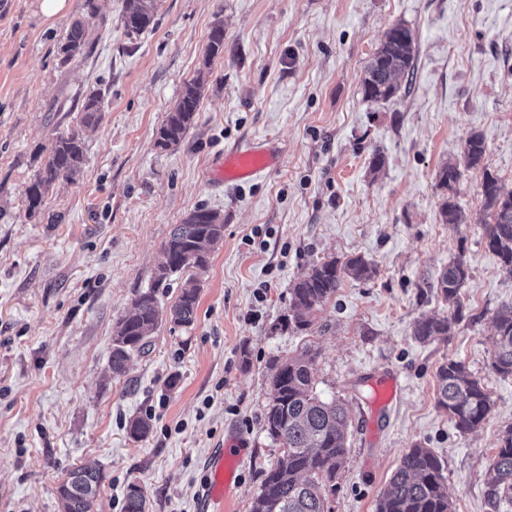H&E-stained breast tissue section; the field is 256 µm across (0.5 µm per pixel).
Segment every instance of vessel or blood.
<instances>
[{"label": "vessel or blood", "instance_id": "1", "mask_svg": "<svg viewBox=\"0 0 512 512\" xmlns=\"http://www.w3.org/2000/svg\"><path fill=\"white\" fill-rule=\"evenodd\" d=\"M275 165L273 148L264 143H250L239 147L213 164L210 176L217 181L246 183L269 172ZM245 459L242 443L230 437L216 450L206 473L203 494V512H224L238 486V470Z\"/></svg>", "mask_w": 512, "mask_h": 512}]
</instances>
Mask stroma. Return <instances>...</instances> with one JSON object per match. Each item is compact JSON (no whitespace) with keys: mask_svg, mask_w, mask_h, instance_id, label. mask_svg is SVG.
Segmentation results:
<instances>
[{"mask_svg":"<svg viewBox=\"0 0 512 512\" xmlns=\"http://www.w3.org/2000/svg\"><path fill=\"white\" fill-rule=\"evenodd\" d=\"M85 0L45 18L40 0H0V512H61L68 470L105 474L97 512H122L128 483L149 512H200L209 456L228 435L246 448L234 512H250L282 455L264 427L277 362L309 348L321 398L348 403V455L332 512H376L412 445L441 461L455 512L491 507L484 473L512 426V378L491 371L493 316L512 276L485 243L484 171L512 191V0H158L156 22L127 34L124 0ZM86 19L88 55L59 47ZM224 28V53L206 59ZM416 38L413 71L389 101L362 79L386 31ZM205 79L197 121L164 149L157 131L184 84ZM104 94L97 126L80 108ZM81 130L84 162L36 212L25 190L57 134ZM485 142L484 168H462L453 197L465 224H443L436 174ZM278 142L276 170L240 186L210 179L225 151ZM384 165L373 171L374 156ZM204 207L224 238L200 275L190 327L162 321L123 376L112 331L152 286L176 224ZM364 255L376 273L347 281L310 332L285 327L289 284L313 263ZM471 269L452 336L412 329L448 306L429 283L455 257ZM456 358L494 408L460 433L436 405V371ZM397 374L401 393L372 413L369 383ZM150 418L136 439L127 425Z\"/></svg>","mask_w":512,"mask_h":512,"instance_id":"obj_1","label":"stroma"}]
</instances>
